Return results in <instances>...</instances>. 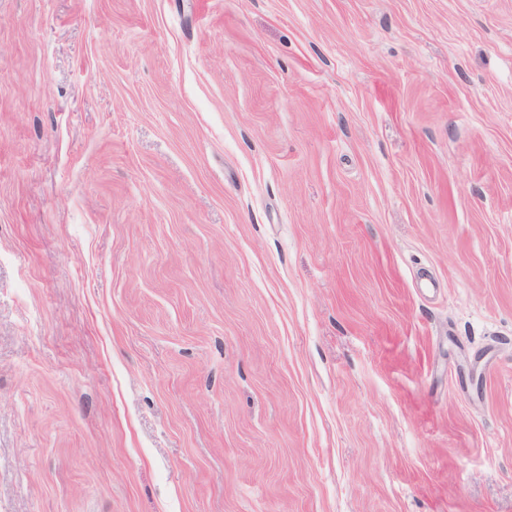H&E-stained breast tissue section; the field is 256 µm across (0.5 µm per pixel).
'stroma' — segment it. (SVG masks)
I'll return each mask as SVG.
<instances>
[{"instance_id": "obj_1", "label": "stroma", "mask_w": 512, "mask_h": 512, "mask_svg": "<svg viewBox=\"0 0 512 512\" xmlns=\"http://www.w3.org/2000/svg\"><path fill=\"white\" fill-rule=\"evenodd\" d=\"M0 512H512V0H0Z\"/></svg>"}]
</instances>
